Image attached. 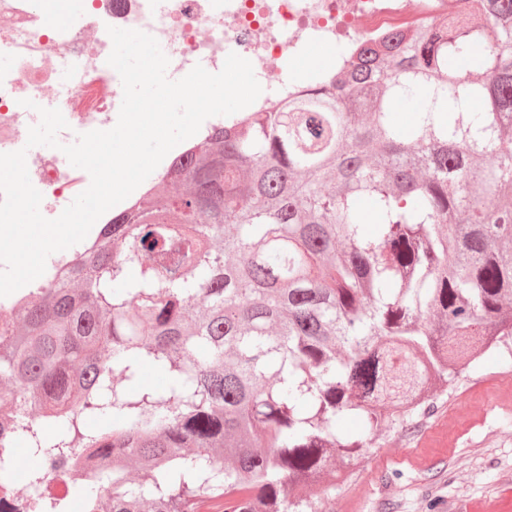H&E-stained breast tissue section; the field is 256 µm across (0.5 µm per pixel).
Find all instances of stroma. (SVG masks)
<instances>
[{
  "label": "stroma",
  "instance_id": "obj_1",
  "mask_svg": "<svg viewBox=\"0 0 512 512\" xmlns=\"http://www.w3.org/2000/svg\"><path fill=\"white\" fill-rule=\"evenodd\" d=\"M512 354L488 353L437 409L385 424L345 480L322 486L320 512H469L512 500Z\"/></svg>",
  "mask_w": 512,
  "mask_h": 512
}]
</instances>
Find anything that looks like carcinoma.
I'll return each mask as SVG.
<instances>
[{
	"label": "carcinoma",
	"instance_id": "carcinoma-1",
	"mask_svg": "<svg viewBox=\"0 0 512 512\" xmlns=\"http://www.w3.org/2000/svg\"><path fill=\"white\" fill-rule=\"evenodd\" d=\"M335 56L0 306V512H319L384 423L512 351V0Z\"/></svg>",
	"mask_w": 512,
	"mask_h": 512
}]
</instances>
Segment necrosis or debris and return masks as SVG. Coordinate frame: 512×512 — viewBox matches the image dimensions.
<instances>
[{"mask_svg":"<svg viewBox=\"0 0 512 512\" xmlns=\"http://www.w3.org/2000/svg\"><path fill=\"white\" fill-rule=\"evenodd\" d=\"M465 5L466 0H0V53L13 59L12 69L0 72V153L26 149L41 106L62 112L68 127L58 138L64 144L116 124L123 87L107 63L111 26L154 36L166 50L169 70L180 77L203 59L210 72L221 71L228 48L261 74L272 61L285 64L311 43L329 48L378 43L396 29L429 26ZM65 12L76 15V22L58 24ZM25 99L35 102V109L22 107ZM223 124L220 116L206 119L114 213L128 211L176 158ZM26 151L30 180L43 196V215L57 218L87 189L90 177L73 175L61 157Z\"/></svg>","mask_w":512,"mask_h":512,"instance_id":"obj_1","label":"necrosis or debris"}]
</instances>
